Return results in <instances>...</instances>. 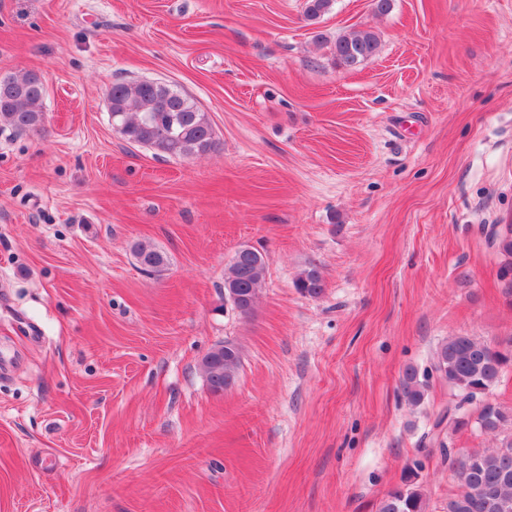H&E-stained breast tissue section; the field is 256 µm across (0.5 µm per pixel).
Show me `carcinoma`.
<instances>
[{
  "label": "carcinoma",
  "mask_w": 512,
  "mask_h": 512,
  "mask_svg": "<svg viewBox=\"0 0 512 512\" xmlns=\"http://www.w3.org/2000/svg\"><path fill=\"white\" fill-rule=\"evenodd\" d=\"M378 37L370 30H353L335 42L337 62L351 68L375 55ZM46 89L40 76L25 72L0 80V122L16 131L40 130L44 126L43 101ZM112 101V126L129 142L145 145L161 157L192 159L214 152L207 113L184 93L167 84L116 82L107 92ZM495 251L503 256L501 277L512 275V224L495 231ZM133 254L141 267L161 273L167 255L149 242L138 243ZM269 260L266 254L242 246L224 274V293L243 314L252 311L265 284ZM297 288L311 297L320 295L324 282L320 271L311 267L301 274ZM241 365V350L226 341L211 348L201 359L202 374L214 393L231 387ZM512 366V348L498 349L471 336H450L433 354L434 370L448 380L452 400L436 426L448 422L458 432L476 428L482 433H500L512 427V408L492 402L488 395L503 372ZM400 388L411 405L423 402L426 383L413 367L405 369ZM457 491L448 497L446 512H512V435L501 446L473 451L466 460H450ZM378 512H429V498L414 475L386 492Z\"/></svg>",
  "instance_id": "cac0c4a2"
}]
</instances>
